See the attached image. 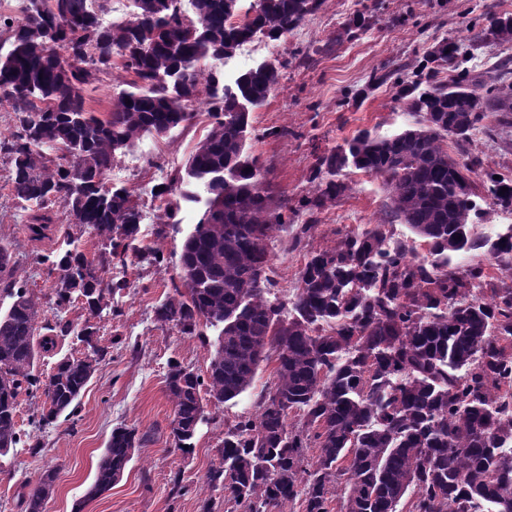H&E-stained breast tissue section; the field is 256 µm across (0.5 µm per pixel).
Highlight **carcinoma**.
<instances>
[{"label": "carcinoma", "mask_w": 512, "mask_h": 512, "mask_svg": "<svg viewBox=\"0 0 512 512\" xmlns=\"http://www.w3.org/2000/svg\"><path fill=\"white\" fill-rule=\"evenodd\" d=\"M19 19L0 15V100L15 114L16 131L0 140L10 165V190L38 206L29 217L33 238L45 236L61 207L68 223L103 241L95 257L74 249L40 258L55 278V305L75 302L91 317L129 287L106 279L116 264L160 265L158 249L135 244L140 206L133 193L107 185L116 156L144 135L191 126L197 105L206 106L209 128L191 156L186 175L204 185L205 211L184 241L180 279L184 291L155 309V319L189 336L200 327L222 326L207 369V382L177 360L168 363L167 394L173 403L171 437L187 455L204 419L206 387L217 404L251 387L260 363L274 357L273 383L261 392L254 416L224 429L219 465L206 485L224 493L226 512H282L300 502L302 512H474L484 501L493 512H512V288L476 297V267L460 274L451 255L480 244L469 235L474 180L481 178L497 204L512 207V178L459 165L448 154L480 128L488 113L512 123V72L475 73L472 51L493 39L512 43V15L491 13L486 27L467 28L463 40L439 42L410 76L374 74L370 86L393 81L397 99L417 116V126L389 137L361 131L343 147L316 156L315 192L299 201L310 219L293 247L306 246L316 215L347 189L340 180L354 168L382 179L391 194L383 222L361 233H343L336 244L305 256L295 316L264 298L271 277L273 232L288 227L296 212L285 194L274 197L261 167L246 153L249 112L275 91L280 72L261 64L231 85L208 61L231 56L261 36L280 41L323 0H133L120 22L102 23L86 0H25ZM133 76L98 115L85 92L102 82L114 58ZM451 73L444 82L439 75ZM506 187L508 191L501 192ZM224 208L214 211L211 200ZM400 222L429 245L418 256L398 245L384 248V227ZM497 264L512 271V235L494 247ZM11 299L0 312V455L21 442L15 420L18 397L42 392L46 405L38 425L75 414L81 392L105 361L110 346L85 323V352L60 358L51 374L37 372V359L56 348L55 337L74 333L60 317L37 339V299L18 279L17 262L0 246V295ZM298 423H288L290 414ZM149 435L116 427L101 456L93 486L109 491L123 477L134 450ZM317 455L309 456V450ZM54 494L47 474L21 495V512H45Z\"/></svg>", "instance_id": "obj_1"}]
</instances>
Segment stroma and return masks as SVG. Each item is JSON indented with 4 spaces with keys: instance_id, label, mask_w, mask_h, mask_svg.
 <instances>
[{
    "instance_id": "35a3bbf8",
    "label": "stroma",
    "mask_w": 512,
    "mask_h": 512,
    "mask_svg": "<svg viewBox=\"0 0 512 512\" xmlns=\"http://www.w3.org/2000/svg\"><path fill=\"white\" fill-rule=\"evenodd\" d=\"M511 13L512 0H324L321 9L303 24L297 39L268 43L259 59L281 65V78L268 101L250 114L247 153L258 158L267 181L289 198L300 199L314 191L311 167L317 153L345 144L361 130L388 137L413 127L416 119L406 112L391 86L368 89L373 73L385 66L423 63L442 39L459 35L468 19L488 12ZM367 27L353 31L357 15ZM275 126L288 127L284 138L266 136ZM206 125L178 127L165 136H144L130 151L117 155L108 175L110 184L124 187L137 198L142 219L137 234L140 247L162 250L166 261L113 267V279L129 281L130 289L113 295L110 308L94 323L111 354L85 386L70 419L33 430L31 421L43 408V395H21L16 420L21 432L41 442L32 453L28 442L0 455V512H17V494L23 485L35 484L48 470L55 473V493L45 512H201V501L212 497L214 512H224V496L207 494L204 482L218 465L224 427L239 416L256 412L260 393L274 380V360L261 362L251 387L222 404L203 396L205 418L193 439L194 451H175L169 425L173 406L165 390L170 360L205 374L215 350L218 332L204 329L187 336L174 325L157 323L156 306L176 294L179 256L183 243L199 218V204L178 201L173 220H165V204L154 190L184 175ZM512 140V127L500 128L488 118L473 132L466 158L479 159L483 167L512 176V151H502L503 139ZM9 165L0 158V245L8 247L18 273L40 304L38 335L58 316L83 328L87 315L80 304L65 313L54 306L55 280L36 256L70 246L94 257L100 240L76 231L66 217H58L46 238L32 240L27 228L31 206L11 194ZM348 188L320 214L309 247L320 249L336 241L337 231L359 233L379 223L388 210L390 193L381 178L347 169ZM477 214L470 233L482 249L453 254L459 271L482 268L488 280L511 287L512 275L498 269L492 250L499 238L512 232V211L495 205L485 187L476 186ZM291 232H275V285L266 294L269 303L293 315L290 298L296 291L304 251L290 247ZM136 428L150 440L136 449L120 482L110 491L87 500L106 443L113 428ZM188 487L185 496L171 494L174 481Z\"/></svg>"
}]
</instances>
